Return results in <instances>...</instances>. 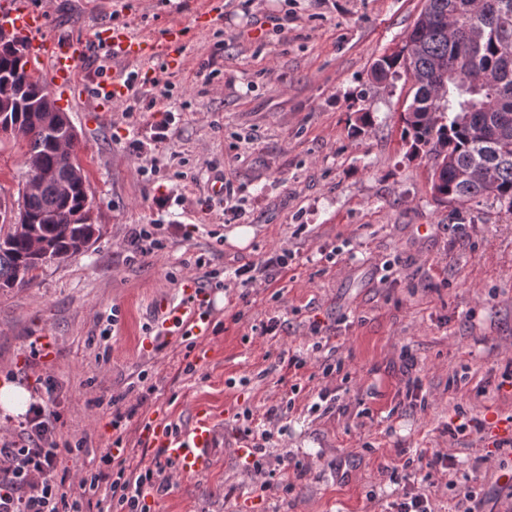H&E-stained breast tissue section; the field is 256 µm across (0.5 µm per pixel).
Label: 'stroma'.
<instances>
[{"instance_id": "stroma-1", "label": "stroma", "mask_w": 512, "mask_h": 512, "mask_svg": "<svg viewBox=\"0 0 512 512\" xmlns=\"http://www.w3.org/2000/svg\"><path fill=\"white\" fill-rule=\"evenodd\" d=\"M197 28L182 0H25L50 8L53 33L87 34L100 23L137 36L165 23L185 27L183 71L162 58L134 65L169 81L172 136L150 144L153 108L101 117L81 100H59L79 136L92 220L90 247L39 270L28 288L0 289V381L38 400L40 378L59 387L68 436L111 446L112 398L155 386L126 422L130 464L150 463L145 423L185 426L194 404L224 421L225 445L206 475L148 496L152 512H383L412 488L433 452L454 467L424 492L433 512H456L458 487L477 484L484 512H512V213L493 198L466 206L436 200L429 164L406 155L400 116L405 78L375 81L371 69L411 29L424 0H217ZM371 127L356 131L358 113ZM26 142L0 137V202H18ZM228 179L233 205L213 196ZM133 224L155 225L164 247L130 258ZM252 231L243 245L238 229ZM287 248L270 288L231 284L236 267ZM204 260L213 323L221 331L156 347L152 301L196 277ZM281 323L264 330L269 319ZM319 333H312L311 323ZM413 357L412 370L403 355ZM306 365L290 368L288 359ZM341 372L324 376L329 363ZM194 372H186V365ZM425 403L410 405L407 378ZM335 409L314 410L322 390ZM274 405L286 409L268 420ZM250 410L243 421L237 414ZM486 420L480 434L450 437L458 411ZM270 428L271 455L287 456L282 490L263 493L237 447L244 429ZM307 472L296 476L294 465ZM292 490H285V483Z\"/></svg>"}]
</instances>
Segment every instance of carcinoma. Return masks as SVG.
<instances>
[{"label":"carcinoma","instance_id":"carcinoma-1","mask_svg":"<svg viewBox=\"0 0 512 512\" xmlns=\"http://www.w3.org/2000/svg\"><path fill=\"white\" fill-rule=\"evenodd\" d=\"M466 15L483 29L477 39H451L443 21ZM408 35L415 47L406 55L384 54L372 67L375 79L414 74V94L401 115V139L407 155L433 168V191L450 203L465 205L492 197L512 212V0H426ZM453 59L460 78L438 89L431 80L435 65ZM27 87L40 79L29 73L23 58L0 54V81ZM21 132L29 171L57 168L65 158L39 119L21 112ZM85 201L82 188L59 196L54 187L26 201L38 217L54 213L51 224H31L21 234L0 232V288H29L36 271L76 254V242L90 239L98 228L74 219Z\"/></svg>","mask_w":512,"mask_h":512}]
</instances>
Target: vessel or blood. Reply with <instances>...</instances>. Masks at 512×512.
<instances>
[{
  "instance_id": "vessel-or-blood-1",
  "label": "vessel or blood",
  "mask_w": 512,
  "mask_h": 512,
  "mask_svg": "<svg viewBox=\"0 0 512 512\" xmlns=\"http://www.w3.org/2000/svg\"><path fill=\"white\" fill-rule=\"evenodd\" d=\"M49 15L36 12L21 4L20 0H0V23L15 35L26 39V59L29 68L47 74L53 88L61 95H69L78 81V67L88 55L99 47L112 51L116 62L130 64L153 55L163 56L170 65H184L185 33L182 25L170 23L161 37L138 38L127 27L102 24L87 37H58L47 33ZM131 95L126 75L112 74L99 81L92 91L96 109L113 111ZM155 308L165 317L175 335L199 331L202 318L197 308L195 288L183 290L180 304H172L167 296H156ZM142 439L147 447L160 450L162 460L171 462L173 479L181 480L203 475L217 463L215 450L224 439V432L212 410L205 405L196 406L185 428L174 432L161 426L144 430Z\"/></svg>"
}]
</instances>
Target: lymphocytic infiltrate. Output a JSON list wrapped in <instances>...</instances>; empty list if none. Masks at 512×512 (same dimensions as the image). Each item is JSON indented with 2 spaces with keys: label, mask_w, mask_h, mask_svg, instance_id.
<instances>
[{
  "label": "lymphocytic infiltrate",
  "mask_w": 512,
  "mask_h": 512,
  "mask_svg": "<svg viewBox=\"0 0 512 512\" xmlns=\"http://www.w3.org/2000/svg\"><path fill=\"white\" fill-rule=\"evenodd\" d=\"M287 266V251H275L262 263L240 265L235 277L242 285L266 288ZM43 388L45 401L30 406L19 435L0 432V512H83L92 505L97 512H148L150 494L171 490L167 464L157 459L131 466L120 450L124 422L148 402L149 392L139 393L128 408H113L114 448L100 453L95 468L61 470L59 460L89 455L88 440L64 437L59 414L49 409L57 400L54 379L45 378Z\"/></svg>",
  "instance_id": "lymphocytic-infiltrate-1"
}]
</instances>
